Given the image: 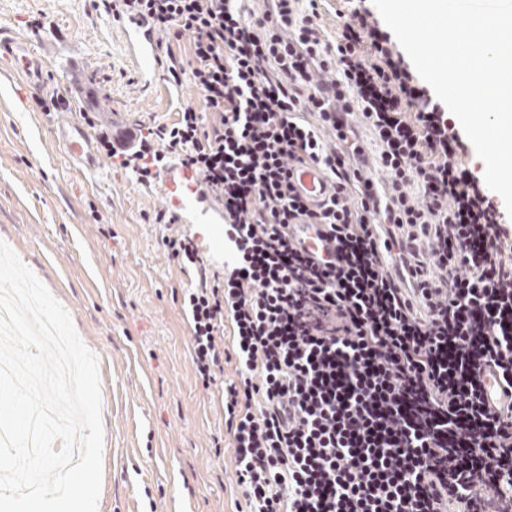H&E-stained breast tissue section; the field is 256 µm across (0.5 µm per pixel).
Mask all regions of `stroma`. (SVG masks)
Listing matches in <instances>:
<instances>
[{"instance_id": "obj_1", "label": "stroma", "mask_w": 512, "mask_h": 512, "mask_svg": "<svg viewBox=\"0 0 512 512\" xmlns=\"http://www.w3.org/2000/svg\"><path fill=\"white\" fill-rule=\"evenodd\" d=\"M42 19L39 27L31 19ZM92 0H0V41L27 40L49 63L41 92L0 61V240L46 286L98 362L103 451L97 512H238L234 450L216 389L189 355L182 291L194 283L162 243L168 203L102 157L76 168L37 105L96 81L94 123H173L198 103L190 81L143 85L123 37Z\"/></svg>"}]
</instances>
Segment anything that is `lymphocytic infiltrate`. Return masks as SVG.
Here are the masks:
<instances>
[{
    "instance_id": "obj_1",
    "label": "lymphocytic infiltrate",
    "mask_w": 512,
    "mask_h": 512,
    "mask_svg": "<svg viewBox=\"0 0 512 512\" xmlns=\"http://www.w3.org/2000/svg\"><path fill=\"white\" fill-rule=\"evenodd\" d=\"M101 4L148 21L168 82L190 75L199 95L177 122L98 142L145 184L190 168L222 207L224 273L176 213L155 221L174 229L170 260L196 270L191 359L221 390L248 512H512V406L489 408L476 375L493 366L512 388V225L378 18L354 5L329 39L318 0ZM307 160L333 189L316 207L286 170ZM302 218L330 226L335 263L290 240ZM229 352L237 378L217 381Z\"/></svg>"
}]
</instances>
